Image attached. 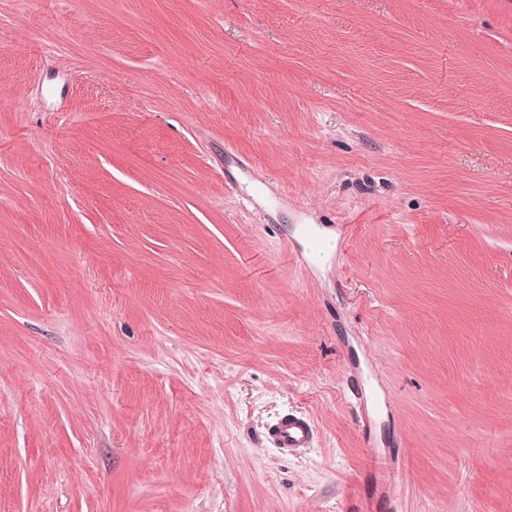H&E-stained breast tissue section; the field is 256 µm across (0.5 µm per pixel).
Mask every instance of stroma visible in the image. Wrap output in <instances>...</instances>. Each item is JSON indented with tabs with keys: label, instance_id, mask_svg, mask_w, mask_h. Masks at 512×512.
Masks as SVG:
<instances>
[{
	"label": "stroma",
	"instance_id": "stroma-1",
	"mask_svg": "<svg viewBox=\"0 0 512 512\" xmlns=\"http://www.w3.org/2000/svg\"><path fill=\"white\" fill-rule=\"evenodd\" d=\"M0 512H512V0H0ZM268 436L276 448L292 451L308 447L313 441L314 431L307 418L287 413L268 430Z\"/></svg>",
	"mask_w": 512,
	"mask_h": 512
}]
</instances>
